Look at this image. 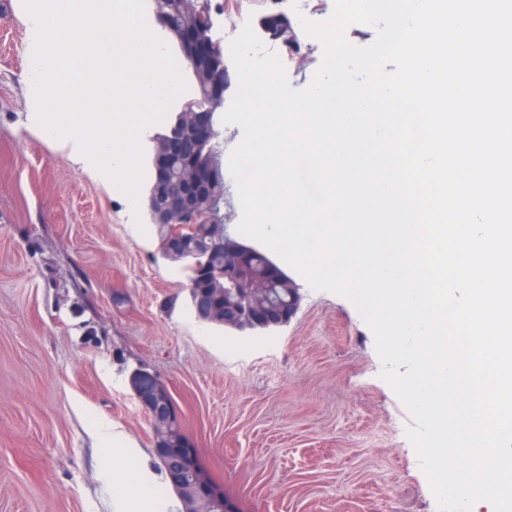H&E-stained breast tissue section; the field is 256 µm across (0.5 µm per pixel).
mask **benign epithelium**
<instances>
[{
	"mask_svg": "<svg viewBox=\"0 0 512 512\" xmlns=\"http://www.w3.org/2000/svg\"><path fill=\"white\" fill-rule=\"evenodd\" d=\"M156 16L159 22L176 38L188 46L193 56L209 64L212 76L206 86L208 104L193 111L186 127H175L164 144L153 154L154 190L148 198V210L156 224H179L192 209L194 198L211 192V172L193 164V157L200 146L214 140L217 135L212 112L224 104L227 85L224 63L210 56L208 43L198 34L197 25L175 23L177 3L156 0ZM276 27V35L285 45H293L290 26L279 15L269 17ZM248 260V254L239 251L230 243L224 244V279L233 281L239 266ZM263 280L276 284L294 295L291 306L279 313L271 309L255 308L236 300L231 305L221 293L205 294L194 291L191 306L199 319L224 317V327L238 332H256L288 323L299 306V288L274 263L263 270ZM130 382L133 396L140 408L148 415L153 439L168 435L179 419L178 412L170 402L168 387L147 368L132 372ZM154 457L164 469L167 480L180 491L182 512H233L224 499V491L207 473L199 449L192 441L178 448L154 445Z\"/></svg>",
	"mask_w": 512,
	"mask_h": 512,
	"instance_id": "obj_1",
	"label": "benign epithelium"
}]
</instances>
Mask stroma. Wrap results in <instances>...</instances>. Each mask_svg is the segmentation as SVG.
<instances>
[{"instance_id": "stroma-1", "label": "stroma", "mask_w": 512, "mask_h": 512, "mask_svg": "<svg viewBox=\"0 0 512 512\" xmlns=\"http://www.w3.org/2000/svg\"><path fill=\"white\" fill-rule=\"evenodd\" d=\"M211 3L214 41L252 24L292 88L311 84L323 46L291 0H255L249 20ZM274 13L298 52L266 34ZM28 18L24 0H0V512H179L128 384L139 367L168 386L234 512H438L355 305L290 267L301 299L288 324L198 321L151 222L149 181L132 203L39 125ZM132 460L140 501L115 479Z\"/></svg>"}]
</instances>
